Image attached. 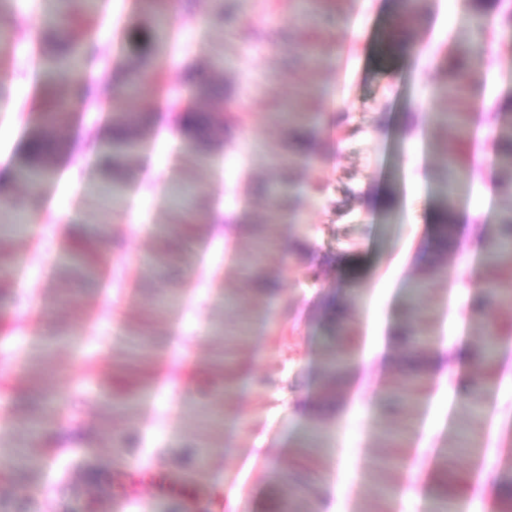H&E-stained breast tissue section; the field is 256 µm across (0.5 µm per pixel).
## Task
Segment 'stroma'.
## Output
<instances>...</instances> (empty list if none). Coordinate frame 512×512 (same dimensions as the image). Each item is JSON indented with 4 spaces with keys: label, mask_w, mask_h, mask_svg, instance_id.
Returning a JSON list of instances; mask_svg holds the SVG:
<instances>
[{
    "label": "stroma",
    "mask_w": 512,
    "mask_h": 512,
    "mask_svg": "<svg viewBox=\"0 0 512 512\" xmlns=\"http://www.w3.org/2000/svg\"><path fill=\"white\" fill-rule=\"evenodd\" d=\"M392 0H341L338 10L302 12L296 0H237L231 19L213 23L226 0H182L169 19L164 92L115 91L109 74L92 84L98 109L65 110L81 154L98 153L114 113L155 112L130 162V209L111 210L91 193L97 168L57 167L37 194L15 183L7 201L36 212L33 233H4L11 286L0 292V512H183L181 500L127 484L131 463L192 474L209 512H280L288 497L313 512H430L431 490L454 484L465 512H498L494 488L512 472V335L499 338L496 384L471 412L463 392L428 378L415 409L371 399L403 387L405 347L389 333L407 317L405 284L426 279L421 308L436 341L478 353L496 327L512 326V303L496 304L481 283L482 254L502 211L512 208V173L487 165L471 177L458 210L482 212L473 254L436 258L426 277L427 216L449 156L492 152L479 125L506 121L512 101V29L493 30V56L467 73L469 96L438 92L455 40L476 14L504 18L512 0H426L429 21L411 38L428 51L423 66L388 51ZM42 7L0 13V76L11 100L0 108V167L23 157L47 98L34 81V48L44 42ZM113 67L135 65L148 43L137 0H105L91 30ZM208 71L223 97L189 93L187 73ZM459 134L435 122L472 112ZM343 103L328 109L329 96ZM306 104L310 156L292 152L275 118L285 103ZM235 113L204 152L182 137L178 111ZM290 167L292 207L266 191L276 166ZM190 187L195 215L190 263L157 261L160 233H181L157 185ZM223 207L224 229L209 224L196 193ZM96 225L105 287L59 274L74 246L69 221ZM257 255L253 274L238 260ZM274 288H255V277ZM342 293L355 357L336 391L339 415L303 424V401L321 396L322 359L333 324L322 305ZM129 407H117L123 397ZM420 463L427 481L397 496ZM111 478L92 499L85 475Z\"/></svg>",
    "instance_id": "35a3bbf8"
}]
</instances>
